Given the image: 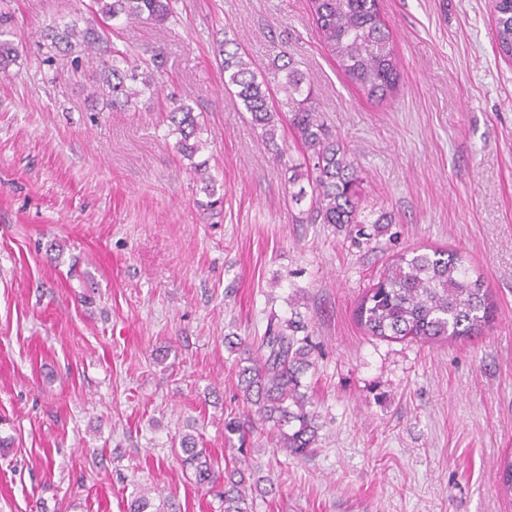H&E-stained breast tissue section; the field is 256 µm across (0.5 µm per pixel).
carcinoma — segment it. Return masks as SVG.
<instances>
[{
	"label": "carcinoma",
	"mask_w": 512,
	"mask_h": 512,
	"mask_svg": "<svg viewBox=\"0 0 512 512\" xmlns=\"http://www.w3.org/2000/svg\"><path fill=\"white\" fill-rule=\"evenodd\" d=\"M496 42L500 56L512 60V0H492ZM96 14L106 21L125 23L165 22L172 16L171 0H95ZM308 9L328 54L346 79L369 99L389 98L401 81L400 62L389 27L378 9V0H308ZM12 16L0 11V68L6 69L18 57V48L7 39ZM47 54L93 50L104 42L100 29H80L73 22L54 23L44 31ZM102 93L106 105L125 109L142 93L152 90V72L129 65V54L117 47L106 48ZM222 67L227 86L235 87L253 122L260 126L267 142L276 144L278 113L272 103L268 79L259 77L251 59L238 49L222 50ZM278 91L293 104L288 121L297 140L308 152L306 178L311 180L314 203L304 220L310 224H331L345 228L361 224L359 208L360 167L348 159L332 139L312 101L306 78L290 68ZM169 134L178 137L177 148L192 157L201 126L200 115L183 103L167 112ZM494 304L483 277L466 265L454 251H417L397 256L366 291L356 309V319L371 336L410 339L424 343L478 336L493 316ZM304 322L290 320L286 327L270 321L261 344L229 342L240 352L238 385L244 399L257 406L262 423L272 424L276 446L293 456H304L317 437L316 415L307 410L301 392V376L311 365ZM181 460L194 470L196 484L214 482L215 472L206 449L197 447L193 435L180 439ZM504 494L512 496V455L500 463ZM246 478L240 468L224 476V512H251Z\"/></svg>",
	"instance_id": "obj_1"
}]
</instances>
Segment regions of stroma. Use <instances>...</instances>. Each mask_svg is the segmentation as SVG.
<instances>
[{
	"label": "stroma",
	"mask_w": 512,
	"mask_h": 512,
	"mask_svg": "<svg viewBox=\"0 0 512 512\" xmlns=\"http://www.w3.org/2000/svg\"><path fill=\"white\" fill-rule=\"evenodd\" d=\"M92 0H10L16 62L0 70V512H224V480L197 485L179 439L260 480L253 512H512V62L491 0H379L402 82L384 101L347 82L307 0H172L166 22L124 25L156 58L158 93L98 103L103 51L46 56L54 21ZM311 80L333 138L361 169L355 240L307 224L287 123L269 145L224 88L220 51ZM202 113L200 150L176 148L161 111ZM282 158H275V151ZM206 164L224 202L193 167ZM448 249L484 276L481 335L426 344L364 333L355 310L397 254ZM301 316L302 390L315 451L276 448L238 386L227 337L259 341ZM241 422L245 440L224 423Z\"/></svg>",
	"instance_id": "stroma-1"
}]
</instances>
